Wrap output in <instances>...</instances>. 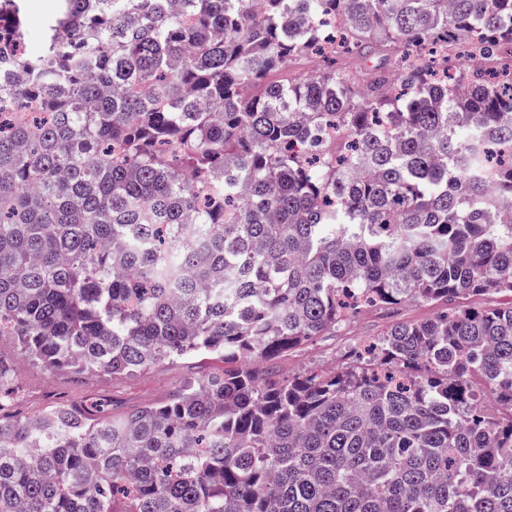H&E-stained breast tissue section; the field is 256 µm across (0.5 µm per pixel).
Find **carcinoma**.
<instances>
[{
	"mask_svg": "<svg viewBox=\"0 0 512 512\" xmlns=\"http://www.w3.org/2000/svg\"><path fill=\"white\" fill-rule=\"evenodd\" d=\"M25 2L0 0V337L49 371L224 370L32 415L0 360V512H512V304H464L512 294V0H62L38 55ZM326 16L383 57L367 83L293 76ZM409 301L438 312L346 366H273Z\"/></svg>",
	"mask_w": 512,
	"mask_h": 512,
	"instance_id": "obj_1",
	"label": "carcinoma"
}]
</instances>
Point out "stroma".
Segmentation results:
<instances>
[{"instance_id":"obj_1","label":"stroma","mask_w":512,"mask_h":512,"mask_svg":"<svg viewBox=\"0 0 512 512\" xmlns=\"http://www.w3.org/2000/svg\"><path fill=\"white\" fill-rule=\"evenodd\" d=\"M60 0H27L23 15L29 52L42 50L44 35L58 15ZM431 306L407 303L365 313L335 332L298 346L278 359L286 374L338 364L354 345L382 332L396 321L421 320L432 316ZM0 358L9 362L17 398L25 412L34 413L51 402L99 398L113 407L129 409L165 400L170 391L208 374L220 373L224 365L217 359L190 357L165 362L129 377L110 374L77 376L67 371H50L25 355L15 340H0Z\"/></svg>"}]
</instances>
